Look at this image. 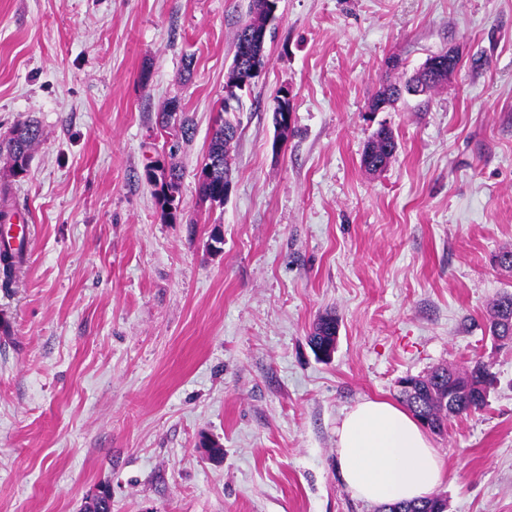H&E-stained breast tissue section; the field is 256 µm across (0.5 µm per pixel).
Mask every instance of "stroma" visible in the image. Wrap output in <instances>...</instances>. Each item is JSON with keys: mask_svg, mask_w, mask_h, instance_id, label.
<instances>
[{"mask_svg": "<svg viewBox=\"0 0 512 512\" xmlns=\"http://www.w3.org/2000/svg\"><path fill=\"white\" fill-rule=\"evenodd\" d=\"M248 2L0 0V140L44 132L23 174L0 161L33 233L0 289V512H81L101 483L112 512H378L342 482V413L475 359L495 382L430 433L436 492L447 512H512V350L487 332L512 292L494 262L512 249V0H280L211 204L197 180ZM451 47L447 84L370 111ZM172 101L195 128L173 157L156 124ZM382 124L398 149L370 173ZM152 159L180 169L186 223L162 220ZM339 330L338 319L331 313H325L320 315L315 321L312 331L310 333L309 343L313 348V345L321 346L324 340L337 341V332ZM314 350V348H313ZM315 352V350H314ZM317 355V353L315 352ZM318 356V355H317Z\"/></svg>", "mask_w": 512, "mask_h": 512, "instance_id": "1", "label": "stroma"}]
</instances>
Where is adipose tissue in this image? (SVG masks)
<instances>
[{"label": "adipose tissue", "mask_w": 512, "mask_h": 512, "mask_svg": "<svg viewBox=\"0 0 512 512\" xmlns=\"http://www.w3.org/2000/svg\"><path fill=\"white\" fill-rule=\"evenodd\" d=\"M342 479L371 504L422 499L445 477V462L411 415L398 405L366 399L336 429Z\"/></svg>", "instance_id": "ef3b65f1"}]
</instances>
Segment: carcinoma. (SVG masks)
<instances>
[{
	"mask_svg": "<svg viewBox=\"0 0 512 512\" xmlns=\"http://www.w3.org/2000/svg\"><path fill=\"white\" fill-rule=\"evenodd\" d=\"M261 0H249L247 18L237 30L235 41H240L246 33L262 35L265 28L264 11ZM448 74L436 77H422L418 73L402 84H390L383 89L384 101L389 104L409 93V87L415 83H423V92L428 94L447 83ZM240 121L226 114L214 129L207 153V163L212 170L199 179V195L210 202L224 203V185L232 182L229 153L236 139ZM193 134L191 120L184 116L179 120L175 130L176 142L170 146V151L179 148V141H187ZM42 138L40 126L33 120L17 124L12 136L0 144V156L11 163L14 173L21 174L26 166L31 150ZM396 151V141L393 132L379 129L367 145L361 164L368 171H378L386 167ZM145 177L155 187V199L163 219L169 224H177L181 220V176L173 166L157 163L149 165ZM25 264V260L7 251L0 250V287L12 285L17 273ZM512 317V292H504L496 296L491 303L488 313V331L492 336H512V323L507 319ZM339 330L338 319L331 313L320 315L315 321L309 336L310 345H322L323 341H337ZM413 380L419 386V402L413 403L408 398L403 402L413 415L424 411L433 418L437 427L444 426L448 419L479 410L486 405L487 396L494 376L490 367L476 360L460 369L452 365H441L424 376H415ZM396 506L405 512H446L447 503L441 497L426 498L412 502H398Z\"/></svg>",
	"mask_w": 512,
	"mask_h": 512,
	"instance_id": "cac0c4a2",
	"label": "carcinoma"
}]
</instances>
